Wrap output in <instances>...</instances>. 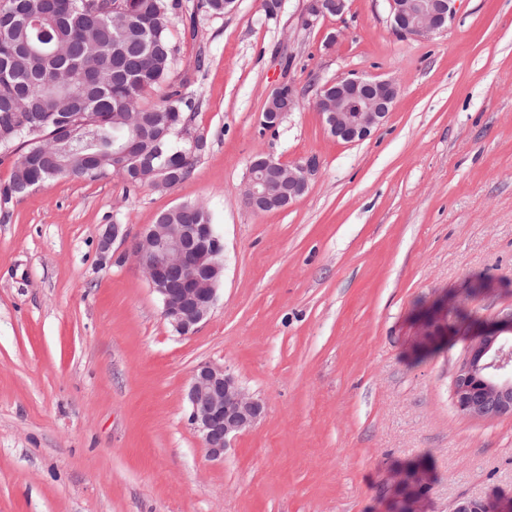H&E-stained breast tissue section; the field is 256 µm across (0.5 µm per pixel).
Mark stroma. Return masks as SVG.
Returning a JSON list of instances; mask_svg holds the SVG:
<instances>
[{
    "mask_svg": "<svg viewBox=\"0 0 512 512\" xmlns=\"http://www.w3.org/2000/svg\"><path fill=\"white\" fill-rule=\"evenodd\" d=\"M308 3L180 0L168 85L206 148L174 188L63 178L0 208V512H392L411 461L423 512L512 498V417L452 401L469 334L512 311V0H457L421 37L392 28L389 0L313 22ZM346 77L398 90L355 144L314 105ZM286 83L298 104L264 129ZM258 154L315 161L287 209L246 206ZM181 203L224 242L215 306L185 337L129 253ZM108 224L127 239L105 255ZM202 362L266 404L220 461L188 421Z\"/></svg>",
    "mask_w": 512,
    "mask_h": 512,
    "instance_id": "1",
    "label": "stroma"
}]
</instances>
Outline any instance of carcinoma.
<instances>
[{
  "label": "carcinoma",
  "mask_w": 512,
  "mask_h": 512,
  "mask_svg": "<svg viewBox=\"0 0 512 512\" xmlns=\"http://www.w3.org/2000/svg\"><path fill=\"white\" fill-rule=\"evenodd\" d=\"M179 0H0V154L15 153L7 204L30 188L64 177L96 180L112 165V137L135 139L134 113L172 121L140 185L171 189L192 171L198 153L175 141L194 108L175 90L152 104L144 94L170 78L175 52L169 16ZM176 175L160 181L155 170ZM208 224V210L184 203L160 224Z\"/></svg>",
  "instance_id": "carcinoma-1"
}]
</instances>
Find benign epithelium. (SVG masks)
<instances>
[{
    "mask_svg": "<svg viewBox=\"0 0 512 512\" xmlns=\"http://www.w3.org/2000/svg\"><path fill=\"white\" fill-rule=\"evenodd\" d=\"M393 27L402 35L422 36L446 27L455 0H390ZM347 0H310L308 14L318 18L345 13ZM397 96L389 80L343 78L326 85L316 106L336 139L366 140L390 113ZM311 164H284L259 154L250 163L244 202L257 214L288 208L304 194ZM125 237L120 224L104 231L107 253ZM131 255L163 302V316L181 336L195 332L210 314L224 268V244L212 224H149L130 247ZM189 422L202 436L212 459H221L231 442L255 427L265 403L247 393L238 380L211 363L197 365L187 394ZM458 411L480 421L512 417V312L472 333L452 381ZM427 473L401 475L394 512H421L429 487ZM452 512H512V500L461 499Z\"/></svg>",
    "mask_w": 512,
    "mask_h": 512,
    "instance_id": "1",
    "label": "benign epithelium"
}]
</instances>
